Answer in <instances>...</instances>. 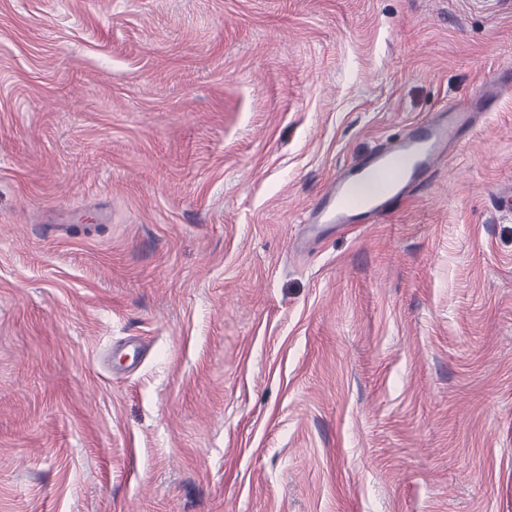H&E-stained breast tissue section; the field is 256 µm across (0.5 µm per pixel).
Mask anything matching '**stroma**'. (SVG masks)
I'll use <instances>...</instances> for the list:
<instances>
[{"label":"stroma","mask_w":512,"mask_h":512,"mask_svg":"<svg viewBox=\"0 0 512 512\" xmlns=\"http://www.w3.org/2000/svg\"><path fill=\"white\" fill-rule=\"evenodd\" d=\"M509 65L512 0H0V512H512V91L298 248ZM499 77L490 81L467 107L449 103L424 120L409 123L399 138L370 154L359 166L330 180L317 204L305 213V245L317 240L328 224L350 230L353 224H374L404 203L440 169L448 154L461 144L473 123L492 112L500 100ZM369 184L363 197L359 188Z\"/></svg>","instance_id":"obj_1"}]
</instances>
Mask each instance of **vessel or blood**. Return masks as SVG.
<instances>
[{"instance_id": "obj_1", "label": "vessel or blood", "mask_w": 512, "mask_h": 512, "mask_svg": "<svg viewBox=\"0 0 512 512\" xmlns=\"http://www.w3.org/2000/svg\"><path fill=\"white\" fill-rule=\"evenodd\" d=\"M499 99L496 82H489L469 106L450 104L424 120L409 123L399 138L370 154L359 166L339 173L303 217L308 241L317 240L327 225L349 230L391 213L438 172L477 118L494 111Z\"/></svg>"}]
</instances>
